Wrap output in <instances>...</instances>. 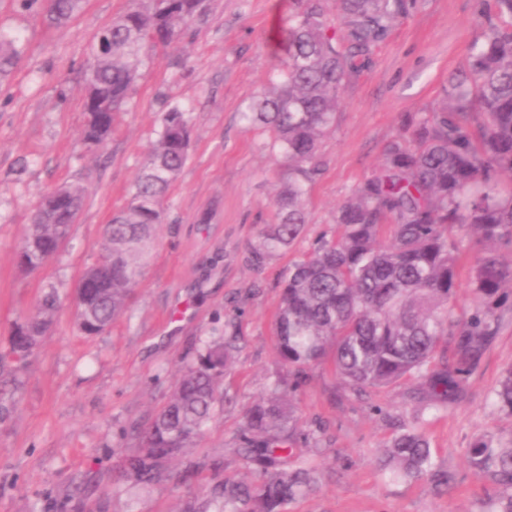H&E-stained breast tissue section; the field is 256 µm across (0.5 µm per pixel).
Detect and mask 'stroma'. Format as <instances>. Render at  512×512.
I'll use <instances>...</instances> for the list:
<instances>
[{
  "label": "stroma",
  "mask_w": 512,
  "mask_h": 512,
  "mask_svg": "<svg viewBox=\"0 0 512 512\" xmlns=\"http://www.w3.org/2000/svg\"><path fill=\"white\" fill-rule=\"evenodd\" d=\"M293 3L204 0L176 46L147 52L114 134L91 153L81 143L89 49L131 0H86L62 25L0 0V34L18 50L11 74L0 79V371L17 383L0 420V512H180L218 481L249 479L233 450L244 411L279 368L273 319L280 280L318 238L335 236L337 205L378 165L401 115L439 100L478 32L477 0H417L340 91L301 237L257 263L252 253L276 221L273 199L288 166L269 134L243 123L240 108L269 87L283 53L277 31ZM175 105L191 114L190 158L168 191L126 310L109 331L85 336L71 301H63L40 348L16 364L5 353L15 323L50 287L72 291L100 261L104 227L128 200L161 112ZM63 184L86 190L70 236L41 270L22 271L15 255L33 211ZM224 336L237 345L224 377L228 404L185 463L129 499L114 479L136 451L138 433L167 405L201 340ZM511 368L512 313L464 400L445 412L421 409L412 379L351 394L330 365L313 369L293 397L302 436L296 448L313 459L318 485L291 512H477L485 486L468 469L466 451L482 436L512 445V411L495 398ZM415 422L436 461L456 473L450 492L383 474L384 445Z\"/></svg>",
  "instance_id": "35a3bbf8"
}]
</instances>
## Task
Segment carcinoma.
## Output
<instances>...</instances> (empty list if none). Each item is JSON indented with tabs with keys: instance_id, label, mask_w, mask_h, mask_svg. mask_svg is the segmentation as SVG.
I'll use <instances>...</instances> for the list:
<instances>
[{
	"instance_id": "1",
	"label": "carcinoma",
	"mask_w": 512,
	"mask_h": 512,
	"mask_svg": "<svg viewBox=\"0 0 512 512\" xmlns=\"http://www.w3.org/2000/svg\"><path fill=\"white\" fill-rule=\"evenodd\" d=\"M84 0H51L46 19H73ZM202 0H133L103 28L90 49L85 99L95 102L83 132L88 148L115 131L140 78L146 47L167 48L201 11ZM416 0H297L281 31L283 80L244 103L250 128L273 135L288 164L276 198L277 223L261 233L253 259L290 246L306 221L308 187L321 173L320 140L336 123L339 91L374 48L415 8ZM482 31L461 68L448 75L441 99L401 117L378 168L336 209V237L321 239L288 268L275 314L279 376L245 414L238 452L255 467L251 482L226 479L210 489L218 512H287L318 483L315 467L284 454L296 430L288 391L308 371L331 363L352 391L420 380L425 408L446 412L465 395L471 376L501 329L512 291V0H480ZM12 40L0 37V74L12 65ZM191 145L188 113H162L158 138L145 155L124 207L113 213L101 243L104 259L86 269L90 287L78 308V330L108 331L125 310L163 221V200L185 165ZM85 190L62 185L37 204L17 264L34 271L54 257L82 208ZM479 245L471 276L472 310L455 314L462 242ZM61 301L51 287L35 311L8 337L9 353L25 363L54 322ZM234 357L228 342L210 340L178 379L168 405L139 435L123 478L159 481L166 466L200 439L224 402V373ZM498 402L512 411V369L500 381ZM381 468L417 481L429 477L443 491L455 475L438 468L418 427L395 435ZM472 473L496 496L479 512H512V447L480 437L467 449Z\"/></svg>"
}]
</instances>
